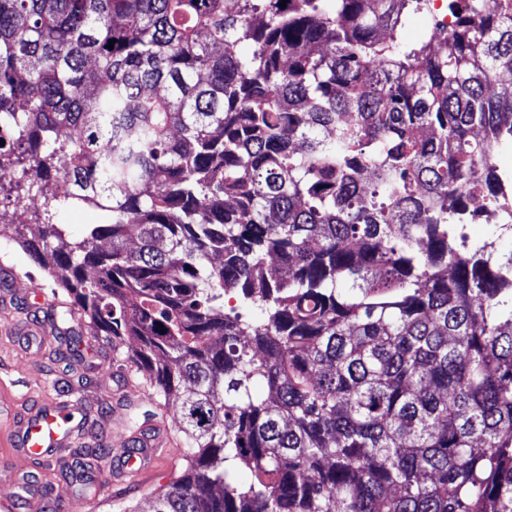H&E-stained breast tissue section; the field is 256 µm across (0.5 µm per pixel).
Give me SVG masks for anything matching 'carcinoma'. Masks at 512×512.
<instances>
[{
	"mask_svg": "<svg viewBox=\"0 0 512 512\" xmlns=\"http://www.w3.org/2000/svg\"><path fill=\"white\" fill-rule=\"evenodd\" d=\"M445 3L0 0L18 244L179 409L150 512H512V252L459 233L509 208L512 0ZM106 212L93 207L69 208L59 212L56 222L66 224L67 230L74 237H81L89 224H107Z\"/></svg>",
	"mask_w": 512,
	"mask_h": 512,
	"instance_id": "cac0c4a2",
	"label": "carcinoma"
}]
</instances>
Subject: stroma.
Instances as JSON below:
<instances>
[{"label":"stroma","instance_id":"35a3bbf8","mask_svg":"<svg viewBox=\"0 0 512 512\" xmlns=\"http://www.w3.org/2000/svg\"><path fill=\"white\" fill-rule=\"evenodd\" d=\"M27 216L8 214L0 220V265L12 267L19 280L10 284L0 278V398L15 413H23L30 398H52L78 392L91 413L72 448L73 456L94 459L96 438L111 434L120 439L133 434L146 420L160 419L174 426L177 411L151 396L142 373L130 359L135 339H125L122 353H115L103 337L91 336L77 321L58 322L56 338L44 350L27 349L18 329L31 315L35 297L51 300L47 316L70 305L68 295L47 270L32 262L15 241L17 225ZM121 413L123 426L108 431L112 413ZM173 466L155 473L148 481L102 488L81 494L67 470L36 473L38 485L58 499L61 512H147L149 502L178 477L186 465L182 433H175Z\"/></svg>","mask_w":512,"mask_h":512}]
</instances>
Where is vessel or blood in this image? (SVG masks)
I'll list each match as a JSON object with an SVG mask.
<instances>
[{
  "label": "vessel or blood",
  "mask_w": 512,
  "mask_h": 512,
  "mask_svg": "<svg viewBox=\"0 0 512 512\" xmlns=\"http://www.w3.org/2000/svg\"><path fill=\"white\" fill-rule=\"evenodd\" d=\"M81 399L53 400L29 409L22 418L9 420L0 429V444L13 448L15 454L29 462L46 466L59 465L71 446L76 432L75 415L83 411ZM170 446L168 435L157 422H148L136 443L127 445L123 453L107 466L90 465L84 473L88 483L101 485L126 477L145 478L154 473ZM13 490L0 498V512H54L55 497L36 491L26 472L12 474Z\"/></svg>",
  "instance_id": "obj_1"
}]
</instances>
